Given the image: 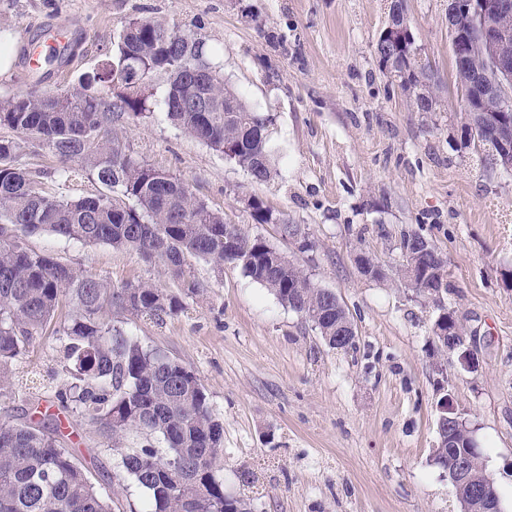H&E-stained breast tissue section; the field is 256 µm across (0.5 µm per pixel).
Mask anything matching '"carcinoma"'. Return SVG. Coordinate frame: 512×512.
Here are the masks:
<instances>
[{"instance_id":"obj_1","label":"carcinoma","mask_w":512,"mask_h":512,"mask_svg":"<svg viewBox=\"0 0 512 512\" xmlns=\"http://www.w3.org/2000/svg\"><path fill=\"white\" fill-rule=\"evenodd\" d=\"M407 11V0H390L386 25L407 24ZM475 31L469 28L454 58L458 84L493 66L475 42ZM413 46L387 37L376 42L375 52L383 74L399 82L416 111L436 112L440 100L433 75L417 61ZM69 61L66 50H50L43 58L45 75ZM139 62L165 79L171 123L226 154L253 180L271 176L264 116L218 76L207 85L193 78L194 66L211 67L202 40L175 31L162 36L151 20L124 25L118 58L83 74L76 91L31 92L1 101L0 126L20 138L0 136V398H15L13 367L51 325L65 360V380L51 405L96 425L114 443L138 434L140 441L121 459V472L148 494L146 512H247L251 499L224 493L217 473L224 428L197 374L103 318L115 305L160 320L182 308L179 294L146 282L114 286L22 241L25 235L49 233L132 249L160 263L185 295L197 291L185 278L190 260H204L219 271L226 262L237 264L335 348L344 314L336 309L334 292L316 286L262 237L225 223L193 195L186 180L136 161L111 137L114 120L148 111L147 98L133 89ZM204 96L207 110H191ZM467 106L457 121L461 144L493 168L512 171V156L498 147L499 124L512 119V110H504L496 94ZM29 144L63 163H80L106 192L78 200L46 194L41 187L46 172L20 163ZM249 209L257 224H278L285 232L292 225L256 197ZM400 248L402 267L416 266L413 292L427 299L431 288L448 292L447 262L428 238L411 231ZM67 298L73 313L58 321ZM0 512H112V506L57 430L32 419L0 422Z\"/></svg>"}]
</instances>
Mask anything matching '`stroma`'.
I'll return each mask as SVG.
<instances>
[{"label":"stroma","instance_id":"1","mask_svg":"<svg viewBox=\"0 0 512 512\" xmlns=\"http://www.w3.org/2000/svg\"><path fill=\"white\" fill-rule=\"evenodd\" d=\"M388 3L0 0V34L15 53L0 77V99L72 91L82 73L117 53L126 23L151 19L201 38L217 73L269 119L275 152L267 182L175 127L161 77L145 84L149 111L112 127L133 159L187 180L226 223L262 236L335 292L353 321L355 348L330 349L240 266L218 271L195 259L186 277L199 291L184 297L178 314L157 321L106 312L113 326L198 375L224 426V491L250 497L253 512H460L447 474L429 463L443 380L474 430L504 512H512V174L483 168L460 143L448 0H408L416 46L438 79L437 112L414 111L381 71L375 45ZM55 43L67 45L71 61L36 82L28 56ZM22 161L47 171L49 194L101 190L78 163L48 151L28 149ZM252 196L303 225L314 250L299 252L279 225L255 223ZM408 230L447 262L443 302L467 330L475 371L437 352L435 308L397 274ZM27 244L116 286H173L157 262L134 250L48 234ZM361 252L376 257L388 279L363 276ZM61 361L54 335L37 337L13 375L15 399L0 401V420L49 411ZM63 427L69 450L109 484L112 512H145L144 491L116 478L120 449L87 421Z\"/></svg>","mask_w":512,"mask_h":512}]
</instances>
